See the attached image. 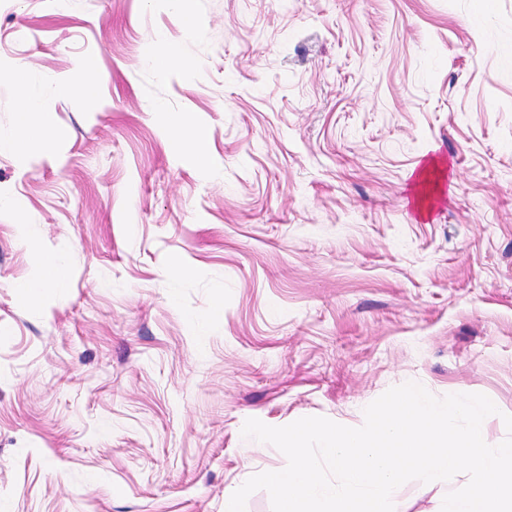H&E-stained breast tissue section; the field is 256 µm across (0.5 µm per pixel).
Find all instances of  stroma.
<instances>
[{
    "instance_id": "obj_1",
    "label": "stroma",
    "mask_w": 512,
    "mask_h": 512,
    "mask_svg": "<svg viewBox=\"0 0 512 512\" xmlns=\"http://www.w3.org/2000/svg\"><path fill=\"white\" fill-rule=\"evenodd\" d=\"M0 68V512H224L287 465L247 419L408 381L505 439L512 0H0ZM85 78L79 84H63L61 90L72 97L85 101L93 100L96 92L97 80L91 69H85ZM17 115L20 126L28 127L37 124L42 129V134L44 135L43 141L47 144L50 142V118L47 112L35 103L24 100L21 103Z\"/></svg>"
}]
</instances>
